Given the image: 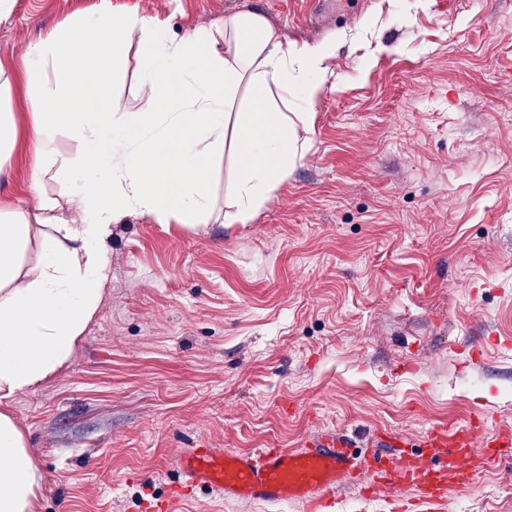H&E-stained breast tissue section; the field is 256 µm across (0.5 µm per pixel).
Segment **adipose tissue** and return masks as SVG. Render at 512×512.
<instances>
[{
  "mask_svg": "<svg viewBox=\"0 0 512 512\" xmlns=\"http://www.w3.org/2000/svg\"><path fill=\"white\" fill-rule=\"evenodd\" d=\"M89 28L93 42L74 54ZM135 36L151 94L136 112L114 91L121 52ZM334 53L330 43L289 46L257 11L180 38L145 16L103 13L69 20L30 45L22 71L0 64V167L19 142L29 144L35 200L30 208L0 205V512H39L38 458L10 402L72 357L109 278L113 225L130 214L212 223L213 163L227 150L234 170L224 221L250 223L303 158L313 122L311 113L283 112L269 89L313 101ZM244 81L251 107L236 113ZM20 84L22 120L12 110ZM62 133L76 155L56 152Z\"/></svg>",
  "mask_w": 512,
  "mask_h": 512,
  "instance_id": "1",
  "label": "adipose tissue"
}]
</instances>
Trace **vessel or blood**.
I'll list each match as a JSON object with an SVG mask.
<instances>
[{"label": "vessel or blood", "instance_id": "vessel-or-blood-1", "mask_svg": "<svg viewBox=\"0 0 512 512\" xmlns=\"http://www.w3.org/2000/svg\"><path fill=\"white\" fill-rule=\"evenodd\" d=\"M354 446L348 435L325 433L295 449L227 453L202 443L184 448L169 461L181 480L155 509L176 512L181 497L206 489L242 501L299 503L306 512H326L337 488L357 483L373 496L386 488H415L413 505L392 512H443L449 486L474 488L477 470L500 464L512 452V432H488L485 416L476 413L428 428L410 452L404 440H394L370 466L362 464Z\"/></svg>", "mask_w": 512, "mask_h": 512}]
</instances>
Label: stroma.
Returning a JSON list of instances; mask_svg holds the SVG:
<instances>
[{"instance_id": "1", "label": "stroma", "mask_w": 512, "mask_h": 512, "mask_svg": "<svg viewBox=\"0 0 512 512\" xmlns=\"http://www.w3.org/2000/svg\"><path fill=\"white\" fill-rule=\"evenodd\" d=\"M135 13L183 36L241 11L300 47L332 42L311 148L247 224L112 232L111 276L70 361L10 409L40 512H147L194 440L229 452L353 431L418 443L478 410L512 431V0H16L0 63L77 15ZM142 46L115 90L134 108ZM31 159L0 169L29 203ZM447 512H512V459ZM179 512H304L199 491Z\"/></svg>"}]
</instances>
